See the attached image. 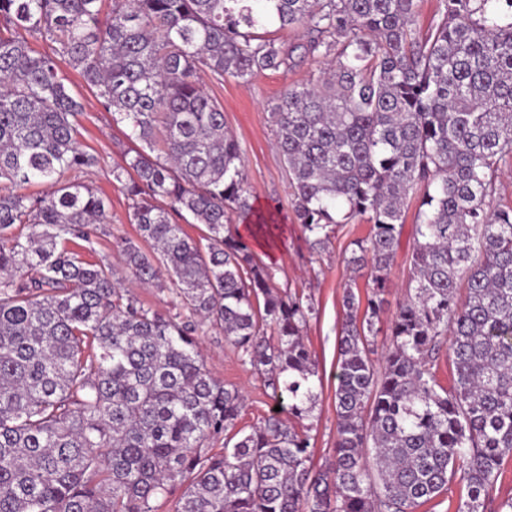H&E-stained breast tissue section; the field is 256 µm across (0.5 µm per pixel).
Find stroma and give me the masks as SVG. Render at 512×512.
I'll list each match as a JSON object with an SVG mask.
<instances>
[{
	"instance_id": "obj_1",
	"label": "stroma",
	"mask_w": 512,
	"mask_h": 512,
	"mask_svg": "<svg viewBox=\"0 0 512 512\" xmlns=\"http://www.w3.org/2000/svg\"><path fill=\"white\" fill-rule=\"evenodd\" d=\"M323 69L321 59L305 57L296 60L291 68L262 71L246 82L228 77L224 82L207 85L209 94L224 106L226 127L240 142L249 199L256 210L269 217L263 235L250 237L253 252L263 263L276 267L279 287L309 295L318 310L316 318L304 330L322 378V393L310 419L314 463L318 466L331 459L336 433L333 394L343 290L351 283L356 293L366 291V274L353 272L345 259L354 241L367 235L369 226L365 223L339 225L326 250H311L306 233L293 219L288 173L273 145L275 126L271 112L284 90L307 83ZM63 74L72 95L84 106L78 117L80 146L99 158L97 167L73 172L71 178L102 190L110 201L111 221L98 232L93 243L94 257L112 264L121 278L124 292L136 296L147 307L172 312V295L143 285L124 268L114 246L116 238L135 236L136 230L127 220L128 200L119 184L113 182L112 168L121 162L126 152L136 148L137 143L129 139L126 124L113 122L111 113L102 109L76 71L67 68ZM416 222V211L408 210L391 267V286L386 294L387 309L391 312L406 294ZM200 348L212 375L224 384L238 387L244 394L245 406L238 419L239 426H251L272 411L274 403L268 389L249 367L242 365L225 342L222 331H208L200 339Z\"/></svg>"
}]
</instances>
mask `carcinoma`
<instances>
[{
  "mask_svg": "<svg viewBox=\"0 0 512 512\" xmlns=\"http://www.w3.org/2000/svg\"><path fill=\"white\" fill-rule=\"evenodd\" d=\"M104 2L0 0V512H156L177 487L174 512H415L458 474V512H487L512 457V202L499 192L512 0H441L424 37L418 0ZM270 22L308 40L255 32ZM299 49L329 68L272 112L295 219L313 250L339 224H370L346 258L368 269L370 294L343 291L321 468L306 424L321 377L302 336L316 309L226 231L230 214L254 213L240 143L202 81L247 82ZM63 63L139 142L112 168L139 233L116 248L143 284L169 288L172 316L70 247L93 251L110 212L67 178L99 159L80 147ZM42 182L52 190L23 192ZM412 205L408 293L376 360ZM189 217L205 227L197 239L179 224ZM209 329L280 407L247 432L235 430L241 391L204 364Z\"/></svg>",
  "mask_w": 512,
  "mask_h": 512,
  "instance_id": "carcinoma-1",
  "label": "carcinoma"
}]
</instances>
